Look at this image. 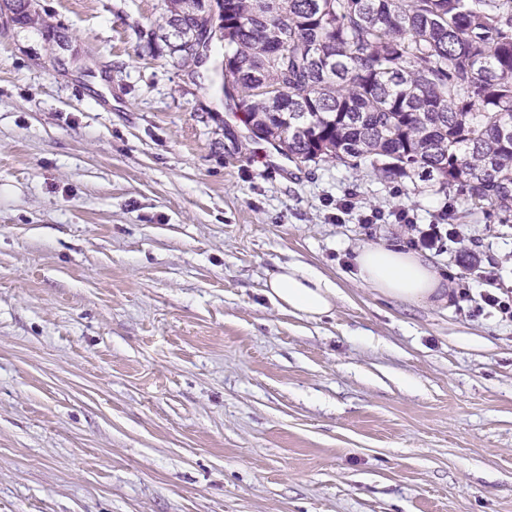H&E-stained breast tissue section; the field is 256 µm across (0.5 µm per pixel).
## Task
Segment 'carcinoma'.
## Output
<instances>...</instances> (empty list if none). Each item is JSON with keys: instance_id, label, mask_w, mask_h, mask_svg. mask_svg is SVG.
<instances>
[{"instance_id": "1", "label": "carcinoma", "mask_w": 512, "mask_h": 512, "mask_svg": "<svg viewBox=\"0 0 512 512\" xmlns=\"http://www.w3.org/2000/svg\"><path fill=\"white\" fill-rule=\"evenodd\" d=\"M169 56L220 12L217 74L251 134L299 162L461 197L512 221V0H162ZM12 22L53 29L32 0Z\"/></svg>"}]
</instances>
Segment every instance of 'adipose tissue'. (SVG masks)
<instances>
[{
	"instance_id": "adipose-tissue-1",
	"label": "adipose tissue",
	"mask_w": 512,
	"mask_h": 512,
	"mask_svg": "<svg viewBox=\"0 0 512 512\" xmlns=\"http://www.w3.org/2000/svg\"><path fill=\"white\" fill-rule=\"evenodd\" d=\"M355 262L362 282L381 295L408 304L448 308V281L421 253L395 245L368 244L357 249ZM266 293L284 311L311 319L329 315L340 290L318 272L280 264L270 271Z\"/></svg>"
}]
</instances>
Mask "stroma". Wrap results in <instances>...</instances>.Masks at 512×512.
Wrapping results in <instances>:
<instances>
[{"label": "stroma", "instance_id": "35a3bbf8", "mask_svg": "<svg viewBox=\"0 0 512 512\" xmlns=\"http://www.w3.org/2000/svg\"><path fill=\"white\" fill-rule=\"evenodd\" d=\"M37 7L76 62L0 28V512H512V321L354 261L458 199L252 138L140 39L161 0ZM454 228L451 285L512 289V223ZM278 262L336 282L332 315L274 306Z\"/></svg>", "mask_w": 512, "mask_h": 512}]
</instances>
